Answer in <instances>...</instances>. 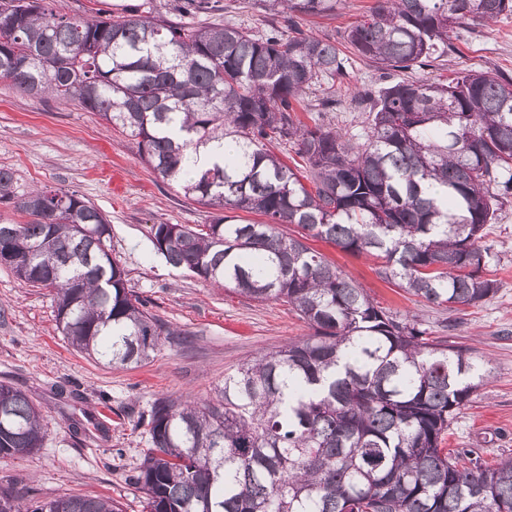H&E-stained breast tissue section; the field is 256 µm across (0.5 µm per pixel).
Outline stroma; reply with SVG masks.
Wrapping results in <instances>:
<instances>
[{"mask_svg": "<svg viewBox=\"0 0 512 512\" xmlns=\"http://www.w3.org/2000/svg\"><path fill=\"white\" fill-rule=\"evenodd\" d=\"M212 3L202 16L184 13L183 0H61V7L77 18L177 19L256 33L271 25L261 0ZM374 3L344 0L335 15L302 16L296 25L335 39ZM454 44V53L406 71V78L444 79L461 68L512 78V14L489 26L460 28ZM347 70L338 86L340 105L323 109L322 93L313 87L304 95V114L360 142L367 120L354 97L382 81L379 71L354 55ZM0 167L13 171L18 191H72L103 212L111 225L112 256L124 267L129 286L176 332L146 363L106 365L74 349L58 330L52 291L28 286L0 265V383L25 392L46 424L36 453L0 462V485L15 486L27 499L91 495L117 500L124 512H144L135 478L149 446L142 415L152 401L207 399L242 360L310 330L287 304L248 300L166 263L150 240L151 225L208 224L216 212L159 179L141 160L137 139L108 129L96 113L58 98L29 96L0 80ZM483 243L491 253L488 275L499 288L462 312L427 304L382 280L373 257L345 253L320 239L309 245L381 306L471 349L483 363L488 379L458 412L444 445L471 449L492 463L512 457V200L497 223L486 225Z\"/></svg>", "mask_w": 512, "mask_h": 512, "instance_id": "35a3bbf8", "label": "stroma"}]
</instances>
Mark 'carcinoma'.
Returning <instances> with one entry per match:
<instances>
[{"label": "carcinoma", "mask_w": 512, "mask_h": 512, "mask_svg": "<svg viewBox=\"0 0 512 512\" xmlns=\"http://www.w3.org/2000/svg\"><path fill=\"white\" fill-rule=\"evenodd\" d=\"M277 25L69 17L57 0H0V79L67 98L138 139L141 160L183 196L221 215L201 228L154 224L171 266L258 302H283L310 336L261 352L205 401L159 398L136 484L145 512H512V458L484 465L441 447L484 384L471 352L430 339L379 306L304 239L380 261L378 274L450 310L493 297L484 226L512 197V78L462 69L446 81L394 79L361 94V145L298 116L300 96L336 103L346 75L336 43L303 34L299 16L342 0H263ZM512 13V0H376L342 35L389 74L457 48L456 29ZM229 139L223 163L197 148ZM296 146L299 174L269 145ZM0 201L28 217L0 219L7 264L55 293L57 328L109 364H141L170 331L129 288L107 245V217L77 194L18 193L0 168ZM229 210L264 217L230 222ZM303 231L293 237L281 227ZM44 419L0 384V460L41 448ZM9 512H122L96 496L27 503L0 486Z\"/></svg>", "instance_id": "1"}]
</instances>
